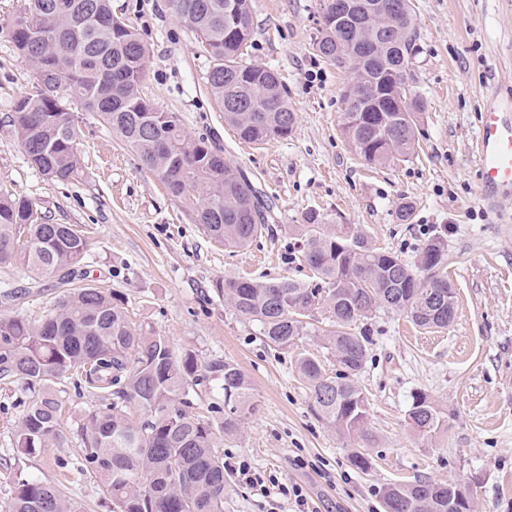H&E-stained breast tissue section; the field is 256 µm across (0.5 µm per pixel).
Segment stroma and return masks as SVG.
Returning a JSON list of instances; mask_svg holds the SVG:
<instances>
[{"label": "stroma", "mask_w": 512, "mask_h": 512, "mask_svg": "<svg viewBox=\"0 0 512 512\" xmlns=\"http://www.w3.org/2000/svg\"><path fill=\"white\" fill-rule=\"evenodd\" d=\"M418 49L409 90L424 104L418 145L410 158L370 166L340 127L342 91L352 75L322 58L323 0H252V63L276 71L297 115L291 135L253 146L224 122L205 77L210 61L167 0H110L150 48L143 97L178 116L194 138L223 148L270 200L269 232L244 249L209 238L192 215L100 117L78 109L82 169L53 182L28 162L8 118L35 84L11 30L24 0H0V191L31 201L52 224H71L89 237L85 269L95 287L111 291L134 325L169 336L199 362L226 359L248 378L255 405L241 433L225 437V461L302 487L313 512H382L391 483L425 479L469 485L478 512H512V223H496L478 200L475 137L489 96L512 89V0H412ZM414 207L400 222L401 203ZM310 210L326 223L352 228L368 243L414 263L435 235L446 239L455 316L426 332L405 315L377 311L365 319L369 357L356 378L368 402L376 441L371 465L351 463L355 440L319 419L296 371L300 352L317 356L327 373L336 361L321 337L285 348L270 345L255 322L239 317L215 285L242 276L311 281L294 260L288 227ZM20 295L0 299V318L40 323L69 287L62 275L32 283L20 269L0 271ZM426 394L446 418L428 435L415 432L407 411ZM27 396L0 383V512L15 482L61 484L85 512H112L98 478L79 473L85 455L82 420L94 403L66 383L60 445L24 452L14 429ZM224 512H298L294 500L261 496L230 474Z\"/></svg>", "instance_id": "1"}]
</instances>
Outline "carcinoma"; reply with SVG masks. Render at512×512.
<instances>
[{
    "instance_id": "cac0c4a2",
    "label": "carcinoma",
    "mask_w": 512,
    "mask_h": 512,
    "mask_svg": "<svg viewBox=\"0 0 512 512\" xmlns=\"http://www.w3.org/2000/svg\"><path fill=\"white\" fill-rule=\"evenodd\" d=\"M41 2L36 13L22 11L11 34L36 76L55 82L47 90L35 85L10 115L30 163L51 181L78 175L79 127L71 105L79 104L97 113L214 239L245 248L269 230L267 203L249 178L219 150L189 136L175 114L143 98L148 48L133 26L112 15L109 0ZM169 7L210 58L207 83L224 122L249 143L288 137L296 113L287 89L243 52L253 32L251 0H169ZM322 20L318 45L353 72L341 126L351 149L380 166L411 155L423 105L416 97H395L416 51L411 0H326ZM292 229L313 281L233 277L217 288L277 347L309 335V319L327 312L323 333L336 374L303 353L297 371L321 419L343 435L371 441L369 403L355 382L368 358V337L359 324L382 309L404 313L423 329L447 328L455 300L441 272L445 241L429 239L409 265L356 231L336 234L315 211ZM90 246L69 225L40 221L28 200L0 192V268L21 267L34 281L65 270L75 280L84 276L80 265ZM210 377L224 394L220 422L186 410L195 387ZM67 379L81 380L99 400L80 427L81 470L99 478L119 512H224L220 435L239 431L253 410L250 383L236 364L198 362L153 328L132 327L112 294L82 285L69 289L37 325L20 316L0 320V380L31 393L14 429L15 447L30 451L59 443L63 401L55 387ZM408 419L422 435L442 422L421 393L412 396ZM460 487L474 499L467 485L416 479L386 486L382 501L393 512H448ZM9 512L80 508L58 486L23 479L15 484Z\"/></svg>"
}]
</instances>
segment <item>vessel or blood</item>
<instances>
[{
  "label": "vessel or blood",
  "instance_id": "vessel-or-blood-1",
  "mask_svg": "<svg viewBox=\"0 0 512 512\" xmlns=\"http://www.w3.org/2000/svg\"><path fill=\"white\" fill-rule=\"evenodd\" d=\"M478 185L483 202L493 203L512 185V94L486 104L476 136Z\"/></svg>",
  "mask_w": 512,
  "mask_h": 512
}]
</instances>
